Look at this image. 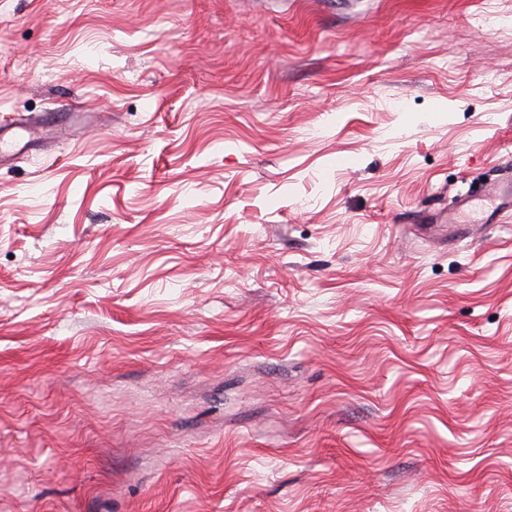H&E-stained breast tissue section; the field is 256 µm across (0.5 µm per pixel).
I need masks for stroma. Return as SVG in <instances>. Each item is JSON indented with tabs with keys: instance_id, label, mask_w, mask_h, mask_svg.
I'll use <instances>...</instances> for the list:
<instances>
[{
	"instance_id": "obj_1",
	"label": "stroma",
	"mask_w": 512,
	"mask_h": 512,
	"mask_svg": "<svg viewBox=\"0 0 512 512\" xmlns=\"http://www.w3.org/2000/svg\"><path fill=\"white\" fill-rule=\"evenodd\" d=\"M21 122L0 512H512V0H0Z\"/></svg>"
}]
</instances>
